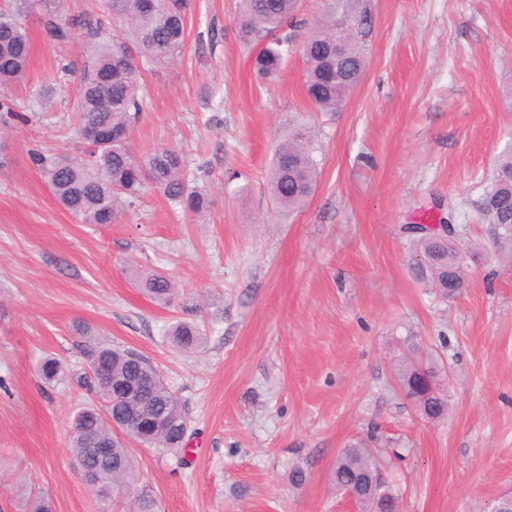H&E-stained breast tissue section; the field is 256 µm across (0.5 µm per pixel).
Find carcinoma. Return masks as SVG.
<instances>
[{
	"instance_id": "cac0c4a2",
	"label": "carcinoma",
	"mask_w": 512,
	"mask_h": 512,
	"mask_svg": "<svg viewBox=\"0 0 512 512\" xmlns=\"http://www.w3.org/2000/svg\"><path fill=\"white\" fill-rule=\"evenodd\" d=\"M58 0H14L11 7L0 8V87L19 81L29 63L30 36L23 18L42 11L41 21L47 38L68 39L74 26H85L104 37L86 47L88 63L80 68L75 135L82 144L79 155L64 159L36 154L58 202L85 224H110L124 207H130L150 187L186 211L199 214L207 205L205 197L186 181L183 159L174 148L162 147L135 155L128 144L129 131L138 113L140 88L139 59L168 61L183 48L191 0H105L98 15H88L61 23ZM298 0H243L236 19L242 37L263 48L257 53L253 68L257 76L271 79L281 70L290 40L275 33L288 25ZM355 0H338L316 22L313 31L298 51L304 63V86L311 103L322 112H334L346 94L357 84L365 69L366 58L360 43L362 18L353 12ZM347 26V54L343 68L350 80L338 85L325 77L331 63L330 49L336 32ZM101 127L112 132V143L92 156L88 147ZM319 164L313 148L302 135L293 134L283 142L272 162L268 190L277 208L289 216L308 202L315 191ZM488 195L498 199V207L486 212L492 222L507 235L512 234V149L496 160ZM416 259L413 274L433 288L463 287L466 279L465 253L457 243L436 238L423 227L414 234ZM142 290L155 302L169 304L177 294L175 284L157 272H136ZM171 344L185 351L201 343L198 329L176 321L166 329ZM88 364L106 368V374L94 379L79 378L80 385L102 401L80 408L70 423V443L79 477L90 476L89 487L109 500L114 494L131 490L138 480L134 461L125 440L113 431L112 424L126 430L138 443L164 452L183 449L188 417L182 405L165 384L158 367L144 355L102 342L82 344ZM447 373V367L434 357L407 354L398 364L397 380L405 395L428 419L444 417L448 411V393L423 396L417 392L419 373ZM42 380L58 379L61 366L53 358L40 362ZM138 378L149 383L150 399L163 411L169 428L152 432L139 420L140 406L117 392L124 382ZM106 443L109 452H96ZM331 483L339 491L359 487L366 507L395 512L396 497L383 479L381 462L369 448L351 445L336 457Z\"/></svg>"
}]
</instances>
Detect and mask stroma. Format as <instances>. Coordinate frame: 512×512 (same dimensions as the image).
<instances>
[{
  "label": "stroma",
  "mask_w": 512,
  "mask_h": 512,
  "mask_svg": "<svg viewBox=\"0 0 512 512\" xmlns=\"http://www.w3.org/2000/svg\"><path fill=\"white\" fill-rule=\"evenodd\" d=\"M239 6L194 0L178 57L143 66L129 139L179 150L205 215L148 190L106 225L65 210L33 159L77 153L78 75L63 66L83 63L90 35L51 41L26 19L28 71L0 137V512L29 491L52 512H135L76 474L70 422L93 400L81 326L157 364L185 408L187 453L132 447L155 512H362L330 481L356 442L390 460L398 512H495L512 494V237L482 202L512 147V0H358L366 66L333 112L309 103L298 54L256 77ZM297 130L320 172L285 217L267 173ZM429 204L474 255L452 297L408 269L405 228ZM137 267L176 282L171 304L139 288ZM177 320L199 328L196 350L169 343ZM410 345L446 362L447 418L399 390ZM47 357L62 382L40 379Z\"/></svg>",
  "instance_id": "35a3bbf8"
}]
</instances>
